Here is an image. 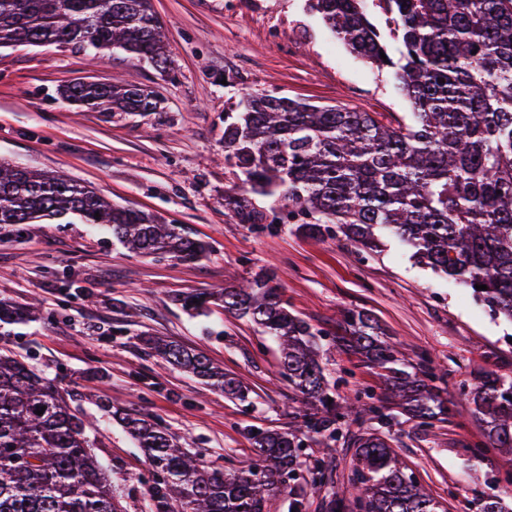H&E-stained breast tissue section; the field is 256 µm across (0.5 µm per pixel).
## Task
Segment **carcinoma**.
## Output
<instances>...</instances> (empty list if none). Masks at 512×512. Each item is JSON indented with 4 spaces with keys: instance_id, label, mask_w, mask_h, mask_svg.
Returning a JSON list of instances; mask_svg holds the SVG:
<instances>
[{
    "instance_id": "1",
    "label": "carcinoma",
    "mask_w": 512,
    "mask_h": 512,
    "mask_svg": "<svg viewBox=\"0 0 512 512\" xmlns=\"http://www.w3.org/2000/svg\"><path fill=\"white\" fill-rule=\"evenodd\" d=\"M309 2L351 52L393 70L411 120L393 125L338 105L247 93L242 111L224 122L225 157L243 182V194L226 197V206L240 222L262 224L266 214L246 194L269 197L288 217L309 218L302 231L334 230L370 251L386 232L413 249L417 264L472 289L512 322V0ZM377 10L385 31L371 21ZM54 43L86 45L102 55L119 49L161 70L171 64L148 0H0V48ZM61 95L87 112H152L158 105L132 83L74 82ZM45 220L101 224L133 253L180 262L210 249L177 225L113 204L61 173L0 161V224ZM273 280L264 271L239 287L189 295L184 306L218 305L275 337L282 374L307 406L303 424L286 433L251 434L253 464L222 472L208 470L155 419L121 417L154 472L149 512H268L270 499L296 479L301 436L335 442L338 424L351 414L387 418L373 401H339L320 365L314 328L288 311ZM35 315L31 305L0 300V324ZM342 322L341 341L385 372L397 408L424 423L448 415L432 370L383 341L370 315L347 310ZM147 348L227 395L248 397L237 378L201 353L158 338ZM468 400L490 446L512 466V380L484 374ZM353 445L350 486L335 494L329 509L437 512L438 502L406 473L385 439L360 435ZM88 447L68 393L17 358L0 355V512H126Z\"/></svg>"
}]
</instances>
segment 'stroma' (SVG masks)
Here are the masks:
<instances>
[{"label":"stroma","mask_w":512,"mask_h":512,"mask_svg":"<svg viewBox=\"0 0 512 512\" xmlns=\"http://www.w3.org/2000/svg\"><path fill=\"white\" fill-rule=\"evenodd\" d=\"M173 60L170 74L114 52L96 63L71 45L0 49V160L59 171L109 201L178 225L209 243L193 262L130 253L89 224L0 228V299L38 300L32 321L0 326V351L28 357L68 390L88 424L93 450L125 496L145 512L152 470L114 411L148 415L209 468L243 469L254 458L250 433L299 427L302 403L283 376L276 342L248 319L210 305L186 310L189 294L216 292L273 269L288 308L323 334V361L338 395L389 397L378 369L335 343L342 311L370 314L384 340L408 358L424 353L450 406L424 427L402 414L341 424L342 440L304 439L301 468L269 512H328L347 487L355 434L386 435L439 512H480L499 494L512 508V468L488 447L464 392L485 372L512 376V323L470 290L416 265L412 250L386 236L366 253L343 236L312 237L297 220L243 224L224 206L241 182L224 159V115L243 93L270 91L316 105L409 118L411 107L389 72L351 55L307 0H150ZM131 82L155 91L153 112H86L62 86ZM160 336L202 352L249 389L224 396L182 369L149 355ZM333 467L315 479L316 459Z\"/></svg>","instance_id":"stroma-1"}]
</instances>
